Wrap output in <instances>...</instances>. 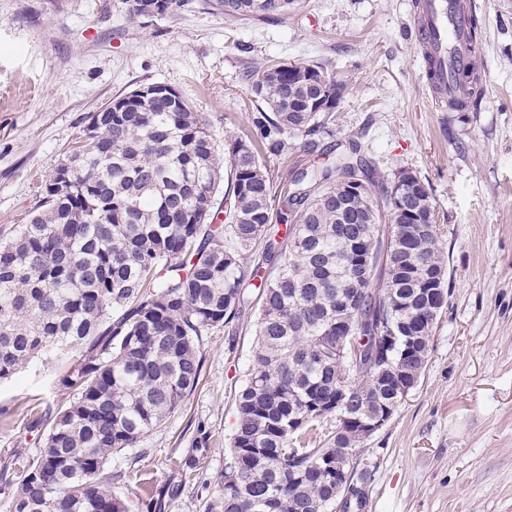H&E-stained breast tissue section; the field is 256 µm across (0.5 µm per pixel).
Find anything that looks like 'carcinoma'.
Wrapping results in <instances>:
<instances>
[{
  "mask_svg": "<svg viewBox=\"0 0 512 512\" xmlns=\"http://www.w3.org/2000/svg\"><path fill=\"white\" fill-rule=\"evenodd\" d=\"M235 19L285 12L295 0H208ZM480 55L483 19L470 12ZM254 134L229 140L219 154L201 115L178 97L124 96L103 112L96 133L56 168L42 199L12 239L0 242V381L50 351L73 358L63 386L70 404L49 414L42 448L9 503V512H131L112 493V455L134 448L182 405L198 384L203 336L248 307L246 284L259 280L257 341L218 495L207 512H336L326 465H349L358 428L314 441L324 419L344 412L336 394L347 362L336 358V331L364 322L367 368L350 376L349 407L369 418L401 380L420 378L434 313L426 295L447 304V260L440 225L425 234L410 218L381 209L389 181L360 155L356 141L336 160L294 170L282 183L263 158L303 148L324 152L343 85L308 62L271 63L249 74ZM477 107L476 66L458 73ZM332 102L326 112L307 105ZM231 180L224 201L216 195ZM367 224L336 214L342 183ZM283 208L271 213V200ZM372 267L359 282L362 258ZM389 295L388 324L412 344L384 347L374 314Z\"/></svg>",
  "mask_w": 512,
  "mask_h": 512,
  "instance_id": "carcinoma-1",
  "label": "carcinoma"
}]
</instances>
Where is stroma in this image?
Returning <instances> with one entry per match:
<instances>
[{"label":"stroma","instance_id":"stroma-1","mask_svg":"<svg viewBox=\"0 0 512 512\" xmlns=\"http://www.w3.org/2000/svg\"><path fill=\"white\" fill-rule=\"evenodd\" d=\"M414 0H299L288 14L231 20L199 0L131 17V0H0V240L26 223L89 115L151 83L177 90L217 146L249 131L248 71L310 61L343 83L332 125L384 179L429 186L448 262L422 375L353 460L373 512H512V0H472L483 19L478 111L435 106ZM232 327L210 331L201 381L136 447L112 456L114 494L135 512H205L237 422L256 342L258 291ZM66 358L0 382V512L40 449L39 406L72 396ZM199 459L192 472L188 458Z\"/></svg>","mask_w":512,"mask_h":512}]
</instances>
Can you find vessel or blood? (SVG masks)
<instances>
[{
    "mask_svg": "<svg viewBox=\"0 0 512 512\" xmlns=\"http://www.w3.org/2000/svg\"><path fill=\"white\" fill-rule=\"evenodd\" d=\"M469 13L460 0H420L416 20L408 35L424 46L436 68L427 81L440 104L460 95L455 73L466 69L472 57L468 38Z\"/></svg>",
    "mask_w": 512,
    "mask_h": 512,
    "instance_id": "vessel-or-blood-1",
    "label": "vessel or blood"
}]
</instances>
